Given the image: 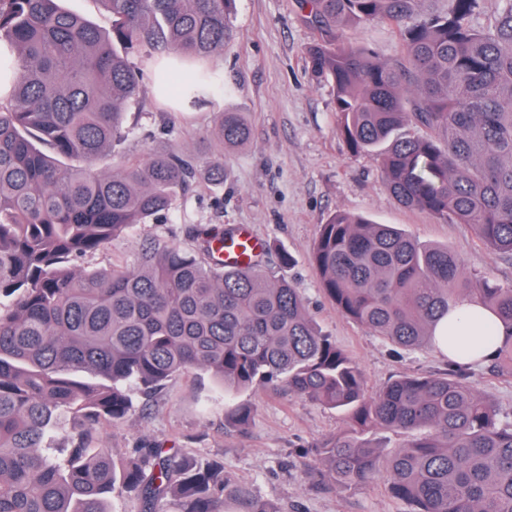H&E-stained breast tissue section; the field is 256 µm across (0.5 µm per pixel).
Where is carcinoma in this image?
I'll use <instances>...</instances> for the list:
<instances>
[{
	"instance_id": "1",
	"label": "carcinoma",
	"mask_w": 512,
	"mask_h": 512,
	"mask_svg": "<svg viewBox=\"0 0 512 512\" xmlns=\"http://www.w3.org/2000/svg\"><path fill=\"white\" fill-rule=\"evenodd\" d=\"M62 0H0V68L16 73L0 100V512H108L116 490L142 512H279L224 463L136 448L116 467L98 447L104 425L189 370L224 393L279 384L348 413L349 427L318 445L320 476L362 486L384 474L411 512H512V422L476 393L467 368L399 376L366 397L356 361L324 334L298 290L257 260L224 266L228 233L190 224L196 245L142 241L130 264L82 266L112 240L168 214L197 175L224 184L209 145L248 136L240 112L215 113L196 156L158 147L171 133L128 122L142 54L201 61L229 38L234 0H96L101 26ZM300 0L315 37L314 77L332 84L339 131L373 154L394 200L472 230L512 259V0L494 22L484 0ZM380 21L401 54L383 60L343 39ZM218 76L182 84L187 110L210 103ZM134 139L140 152L126 143ZM312 265L343 316L405 350L429 347L439 320L468 297L505 329L492 359L512 377V284L472 273L448 246L422 244L389 224L336 211L321 225ZM253 409L231 405L245 426ZM381 430L408 434L381 449Z\"/></svg>"
}]
</instances>
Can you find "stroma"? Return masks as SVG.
<instances>
[{
    "instance_id": "obj_1",
    "label": "stroma",
    "mask_w": 512,
    "mask_h": 512,
    "mask_svg": "<svg viewBox=\"0 0 512 512\" xmlns=\"http://www.w3.org/2000/svg\"><path fill=\"white\" fill-rule=\"evenodd\" d=\"M300 14L299 0H236L232 36L207 63L221 80L207 110L173 109L177 85L158 91L151 60L139 58L143 125L173 122L171 143L191 149L207 136L212 113L229 108L243 113L250 136L213 155L227 173L221 188L196 180L166 217L116 238L89 264L105 268L132 261L147 237L189 246V224L224 230L248 226L267 246L264 264L277 266L282 249L293 256L295 263L284 269V276L299 289L321 330L359 364L372 397L396 376L441 371L448 360L430 347L398 349L337 311L311 265L321 224L338 210L394 224L418 241L448 245L468 270L491 274L504 284L512 283V260L483 246L464 225L398 205L373 157L348 151L337 131L332 87L317 81L306 61L313 33ZM469 383L512 421V379L480 366L470 370ZM237 399L253 408L242 431L229 425L230 401L210 374L182 373L150 398L135 396L127 415L103 429L101 441L118 463L134 449L149 447L200 461L222 458L230 482L248 486L279 512H410L384 480L347 490L310 478L318 465L317 444L345 429L343 412L276 385L244 391Z\"/></svg>"
}]
</instances>
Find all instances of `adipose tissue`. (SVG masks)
I'll return each instance as SVG.
<instances>
[{
  "instance_id": "ef3b65f1",
  "label": "adipose tissue",
  "mask_w": 512,
  "mask_h": 512,
  "mask_svg": "<svg viewBox=\"0 0 512 512\" xmlns=\"http://www.w3.org/2000/svg\"><path fill=\"white\" fill-rule=\"evenodd\" d=\"M473 308L468 298L458 299L451 307L447 318L438 324L435 349L448 360L476 365L491 358L495 347L482 343L483 325H475L470 319Z\"/></svg>"
}]
</instances>
